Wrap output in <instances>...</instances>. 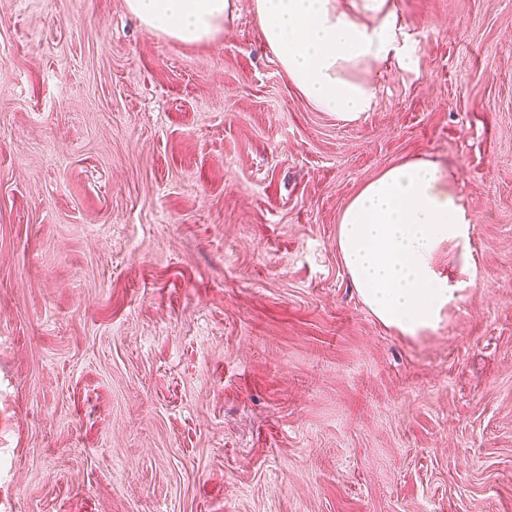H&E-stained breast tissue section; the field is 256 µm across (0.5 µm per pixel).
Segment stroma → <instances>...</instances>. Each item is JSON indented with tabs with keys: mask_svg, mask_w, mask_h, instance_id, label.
I'll use <instances>...</instances> for the list:
<instances>
[{
	"mask_svg": "<svg viewBox=\"0 0 512 512\" xmlns=\"http://www.w3.org/2000/svg\"><path fill=\"white\" fill-rule=\"evenodd\" d=\"M235 7L182 44L0 0V512H512V0H394L413 63L354 123ZM417 159L480 282L410 337L336 236Z\"/></svg>",
	"mask_w": 512,
	"mask_h": 512,
	"instance_id": "stroma-1",
	"label": "stroma"
}]
</instances>
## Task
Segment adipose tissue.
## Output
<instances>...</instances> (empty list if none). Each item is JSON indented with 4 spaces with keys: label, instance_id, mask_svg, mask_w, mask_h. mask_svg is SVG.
<instances>
[{
    "label": "adipose tissue",
    "instance_id": "adipose-tissue-1",
    "mask_svg": "<svg viewBox=\"0 0 512 512\" xmlns=\"http://www.w3.org/2000/svg\"><path fill=\"white\" fill-rule=\"evenodd\" d=\"M154 33L183 43L208 42L234 19L233 0H125ZM263 37L291 84L317 109L355 121L375 90L353 69L403 57L401 23L391 0H253ZM470 217L456 176L431 160H409L364 184L343 209L336 245L364 305L407 336L436 329L462 286L475 285ZM445 248L455 271L436 264Z\"/></svg>",
    "mask_w": 512,
    "mask_h": 512
}]
</instances>
